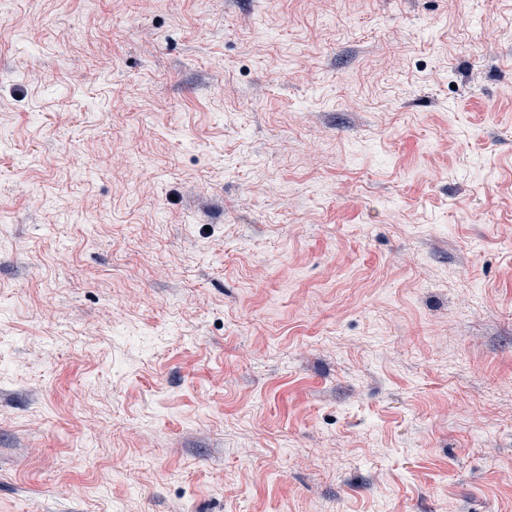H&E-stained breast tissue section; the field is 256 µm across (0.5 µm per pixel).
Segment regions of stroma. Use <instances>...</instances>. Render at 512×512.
<instances>
[{
  "instance_id": "stroma-1",
  "label": "stroma",
  "mask_w": 512,
  "mask_h": 512,
  "mask_svg": "<svg viewBox=\"0 0 512 512\" xmlns=\"http://www.w3.org/2000/svg\"><path fill=\"white\" fill-rule=\"evenodd\" d=\"M0 512H512V0H9Z\"/></svg>"
}]
</instances>
